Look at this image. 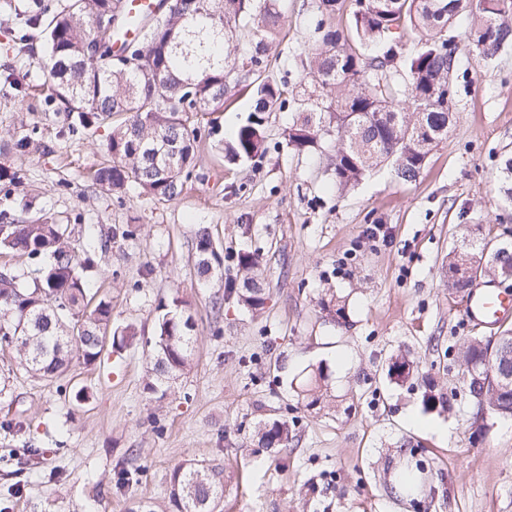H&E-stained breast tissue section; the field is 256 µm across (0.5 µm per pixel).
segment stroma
Listing matches in <instances>:
<instances>
[{"instance_id": "1", "label": "stroma", "mask_w": 512, "mask_h": 512, "mask_svg": "<svg viewBox=\"0 0 512 512\" xmlns=\"http://www.w3.org/2000/svg\"><path fill=\"white\" fill-rule=\"evenodd\" d=\"M20 5L0 0V129L35 133L40 148L0 156L25 183L10 205L32 201L78 233L87 224L136 226L135 238L100 253L93 283L111 297L113 323L135 326L140 338L91 365L74 359L59 385L29 377L0 349V424L25 423L21 436L0 428V448L28 441L43 450L34 467L0 470V512L163 507L173 469L188 459L223 467L217 512H512V420L477 413L457 360L475 330L460 313L465 294L446 285L448 254L466 226L491 240L512 227V201L496 189L512 156V46L492 61L460 46L454 119L415 182H396L385 165L339 191L330 154L289 150L293 115L274 112L263 157L229 164L210 140L186 191L155 203L133 189L116 197L93 188L110 130L69 133L63 106L46 104L40 42L17 50L27 31ZM278 7L285 23L263 61L273 80L292 81L312 32L310 0ZM251 90L236 83L201 128L243 122ZM376 224L385 236L367 235ZM202 225L224 253L225 279H235L239 252L260 254L263 308L225 298L219 282L201 284L194 234ZM334 294L346 300L347 323L322 306ZM175 295L195 322V354L157 400L144 389L152 368L144 340L159 300ZM399 353L414 367L405 381L387 375ZM321 364L332 372L329 399L310 407L291 382ZM427 380L446 406L424 409ZM271 418L294 421L289 447L259 445L257 427ZM407 440L436 472L435 493L417 511L385 491ZM123 466L137 469L138 481L120 490L114 473ZM56 468L62 479L47 481Z\"/></svg>"}]
</instances>
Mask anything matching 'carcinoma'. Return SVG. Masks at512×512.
<instances>
[{"instance_id":"1","label":"carcinoma","mask_w":512,"mask_h":512,"mask_svg":"<svg viewBox=\"0 0 512 512\" xmlns=\"http://www.w3.org/2000/svg\"><path fill=\"white\" fill-rule=\"evenodd\" d=\"M121 0H67L57 11L44 0L26 7L27 24L36 30L48 70L45 100L75 114L84 129L111 127L105 144L112 158L93 173V184L122 193L128 188L154 202L177 199L197 167L205 137L193 117L224 108L233 73L261 64L269 41L284 24L276 0H174V7L155 13L128 42L129 64L115 65L108 24ZM341 0H311L313 38L299 55L300 90L272 79L254 88L247 119L224 134L225 158L232 162L264 154L265 124L271 112H293L286 146L297 153L333 148V182L340 190L356 186L369 172L389 163L402 183L417 179L430 152L448 136L452 114L448 97L456 96L451 80L455 57L447 44L453 21L470 16L468 32L488 36L475 53L491 60L512 44V0H366L353 11L348 27L332 24ZM246 31L253 52L244 61L234 56V43ZM410 32L419 49L406 54L402 39ZM6 143L17 156L30 153L31 135H10ZM500 192L512 199V158L499 169ZM22 184L20 173L0 165V253L26 258L34 277L0 272V347L16 352L18 365L32 377L56 380L73 357L89 365L102 354L98 337L109 336L119 352L137 338L131 326L112 328V301L92 291L98 251L136 228L115 226L104 233L87 225L85 238L73 239L68 224L49 218L28 221L15 216L8 201ZM486 238L481 228L468 230L460 247L448 256V287L460 290L481 272L512 280V245L496 262L484 260ZM196 273L209 283L223 276V258L210 229L195 234ZM242 285L225 283L228 294L243 306H264L265 290L257 275L259 256L238 257ZM183 300L160 301L156 321L155 362L144 390L160 399L174 375L191 368L195 338L183 321ZM491 338L474 336L459 348L463 370L481 365L483 383L469 386L478 408L512 419V391L499 388L501 363L484 361ZM329 369L320 365L303 373L298 388L307 406L324 400ZM268 447H288V422L259 426ZM41 449L24 442L21 448H0V465L8 468L38 459ZM401 468L389 493L412 503L432 490V472L416 459ZM224 497L223 471L189 459L173 469L168 504L175 512H216Z\"/></svg>"}]
</instances>
